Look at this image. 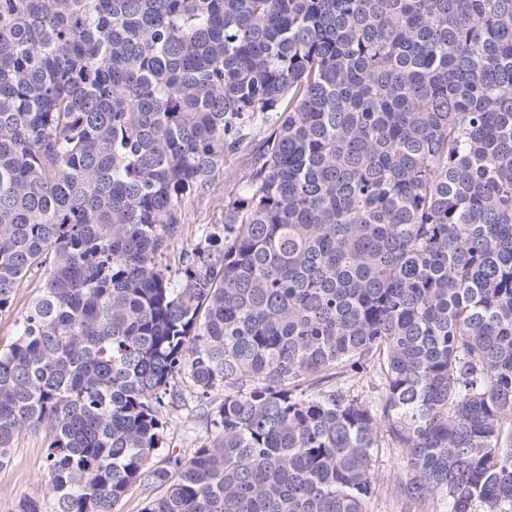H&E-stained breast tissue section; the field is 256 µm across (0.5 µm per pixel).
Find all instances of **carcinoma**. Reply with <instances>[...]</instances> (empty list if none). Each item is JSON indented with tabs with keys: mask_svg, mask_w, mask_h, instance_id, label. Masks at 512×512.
Returning a JSON list of instances; mask_svg holds the SVG:
<instances>
[{
	"mask_svg": "<svg viewBox=\"0 0 512 512\" xmlns=\"http://www.w3.org/2000/svg\"><path fill=\"white\" fill-rule=\"evenodd\" d=\"M33 272L0 464L45 434L53 512H369L381 448L512 512V0H0V313ZM178 378L217 433L159 467ZM254 159V152L240 154L234 161H228L224 170L216 177L217 192L224 196L225 189H231L240 176L247 171ZM190 224L187 235L184 236L182 241H179L169 256L170 264L174 269V257L178 255L182 247L190 246L197 242L198 232L197 229L201 224H220L222 221V208L216 207L214 204H208L207 201L201 203L194 202L189 205Z\"/></svg>",
	"mask_w": 512,
	"mask_h": 512,
	"instance_id": "carcinoma-1",
	"label": "carcinoma"
}]
</instances>
